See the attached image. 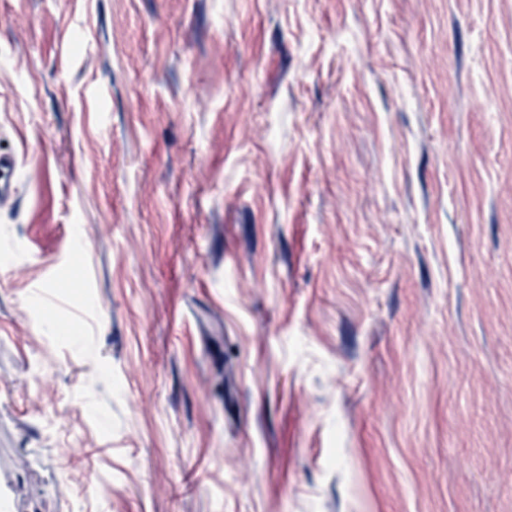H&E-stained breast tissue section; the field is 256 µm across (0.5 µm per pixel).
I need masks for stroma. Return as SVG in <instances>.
I'll list each match as a JSON object with an SVG mask.
<instances>
[{
  "label": "stroma",
  "instance_id": "1",
  "mask_svg": "<svg viewBox=\"0 0 512 512\" xmlns=\"http://www.w3.org/2000/svg\"><path fill=\"white\" fill-rule=\"evenodd\" d=\"M0 512H512V0H0Z\"/></svg>",
  "mask_w": 512,
  "mask_h": 512
}]
</instances>
